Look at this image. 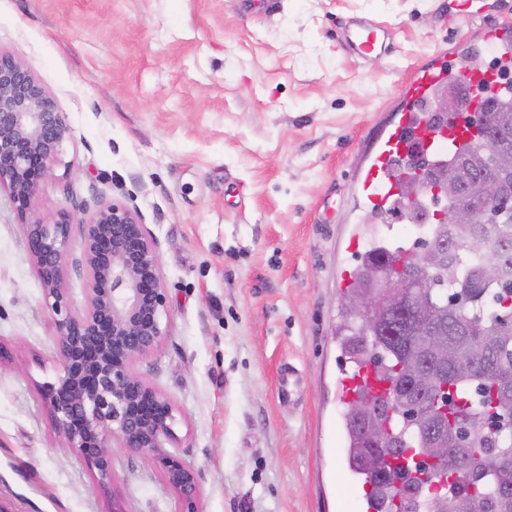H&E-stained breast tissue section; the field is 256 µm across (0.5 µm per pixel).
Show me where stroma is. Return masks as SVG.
<instances>
[{
	"label": "stroma",
	"mask_w": 512,
	"mask_h": 512,
	"mask_svg": "<svg viewBox=\"0 0 512 512\" xmlns=\"http://www.w3.org/2000/svg\"><path fill=\"white\" fill-rule=\"evenodd\" d=\"M353 16L388 53L345 50ZM511 23L512 0H0V52L32 67L67 131L33 200L88 220L120 201L158 245L167 337L133 370L179 410L200 512H359L337 341L344 271L407 220L364 217L349 183L410 64ZM0 512H110L34 384L58 367L21 220L0 189ZM125 512H174L112 446Z\"/></svg>",
	"instance_id": "obj_1"
}]
</instances>
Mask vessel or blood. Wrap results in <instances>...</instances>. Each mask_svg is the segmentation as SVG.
<instances>
[{"instance_id": "obj_1", "label": "vessel or blood", "mask_w": 512, "mask_h": 512, "mask_svg": "<svg viewBox=\"0 0 512 512\" xmlns=\"http://www.w3.org/2000/svg\"><path fill=\"white\" fill-rule=\"evenodd\" d=\"M379 26L372 20L351 18L344 29L343 43L353 54L366 55L381 50ZM477 40L490 52H498L512 42V26L502 25L480 30ZM498 82L495 70H472L466 65H449L446 53L419 64L404 84L401 101L391 121L377 134L372 148L366 151L363 164L353 186L361 208L379 212L398 194L390 169L394 160L406 155L414 143H422L430 162H447L453 152L472 142L477 123L473 119L483 100L484 86ZM458 83L470 87L475 95L469 114H461L447 122L431 121L427 113L431 97L439 86ZM379 386L373 366L366 365L342 382L343 397L352 400L357 390H376Z\"/></svg>"}]
</instances>
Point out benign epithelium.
<instances>
[{"mask_svg": "<svg viewBox=\"0 0 512 512\" xmlns=\"http://www.w3.org/2000/svg\"><path fill=\"white\" fill-rule=\"evenodd\" d=\"M456 112L455 99L442 96L435 108L441 121ZM66 123L31 68L0 53V187L9 189L22 221L45 305L53 314L58 341L55 376L36 384L64 447L112 495V512H125L114 491L110 442L138 453L157 469L175 494V512H199L194 466L168 446L178 441L176 408L133 371L139 357L166 338L168 298L157 243L138 215L119 201L102 206L80 223L87 305L71 306L63 287L64 261L71 242L72 216L51 219L32 211L41 183L59 161ZM505 137L493 132L478 145L497 156ZM500 183L485 178L478 194L439 215L451 224L477 220L480 207L500 194ZM412 297L411 278H388L387 285L351 303L376 318Z\"/></svg>", "mask_w": 512, "mask_h": 512, "instance_id": "obj_1", "label": "benign epithelium"}]
</instances>
